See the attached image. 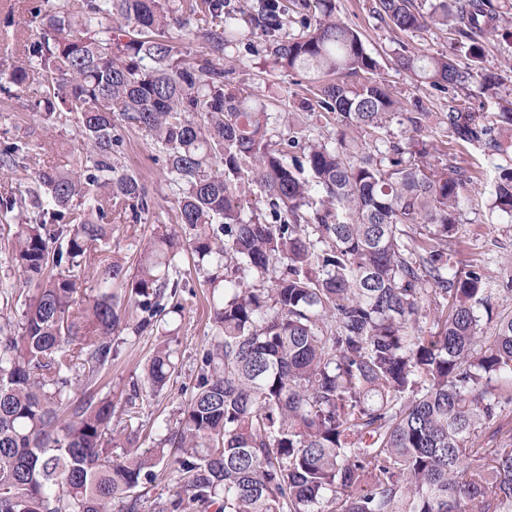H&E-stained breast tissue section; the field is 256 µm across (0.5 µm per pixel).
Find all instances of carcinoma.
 <instances>
[{
    "label": "carcinoma",
    "instance_id": "obj_1",
    "mask_svg": "<svg viewBox=\"0 0 512 512\" xmlns=\"http://www.w3.org/2000/svg\"><path fill=\"white\" fill-rule=\"evenodd\" d=\"M299 34H281L291 8ZM60 0L30 9L33 34L0 76V97L66 122L77 115L85 157L29 177L28 146L0 151L25 192L0 196L16 222L7 263L20 287L0 295V512H512V431L472 448L478 428L512 405V313L483 335L480 267L459 268L456 238L472 190L461 169L425 162L427 113L405 118L372 77L378 63L332 0ZM512 0H375L402 31L453 21L470 63L403 53L397 63L446 92L477 80L482 40L500 35ZM206 52L191 56L190 18ZM246 43L285 71L310 77L326 118L377 136L393 119L406 137L375 154L303 131L271 134L273 117L224 83L212 55ZM358 75L350 84L342 77ZM40 79L30 103L21 91ZM483 115L448 101L439 126L492 154L512 142V99ZM145 131L177 187V225L158 224L136 273L106 272L121 293L84 299L92 252L112 239V216L148 209L139 179L118 163L121 123ZM256 191L267 216L245 217ZM493 207L512 215V163L498 166ZM189 248L212 291V341L186 406L153 448L137 444L143 387L175 372L156 347L114 436L115 407L92 391L121 329L148 335L180 307L176 256ZM431 319L435 332L420 334ZM177 490L151 496L162 473Z\"/></svg>",
    "mask_w": 512,
    "mask_h": 512
}]
</instances>
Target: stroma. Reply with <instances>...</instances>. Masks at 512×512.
Wrapping results in <instances>:
<instances>
[{
	"label": "stroma",
	"mask_w": 512,
	"mask_h": 512,
	"mask_svg": "<svg viewBox=\"0 0 512 512\" xmlns=\"http://www.w3.org/2000/svg\"><path fill=\"white\" fill-rule=\"evenodd\" d=\"M43 0H0V73L9 72L16 60L19 40L31 30L30 9ZM336 14L355 29L365 48L378 62L377 78L389 89L397 111L420 104L432 116L448 109V94L420 85L413 76L396 63L404 51L445 55L466 63L468 42L459 36L453 25H431L415 32H403L373 11L374 0H334ZM215 66L223 68L225 82L242 97L266 105L277 122L275 132L288 128V114L295 111L308 89L304 75L278 70L265 62L263 56L247 52L244 47H231L223 55L213 57ZM481 67L501 75L500 96L512 98V46L502 39L490 38L484 44ZM124 146L120 161L125 169L143 184L149 210L138 223L118 221L110 243L102 253L101 263L93 265L79 283L81 293L95 295L103 287L104 264L116 262L125 270H135L137 260L155 225L174 224L177 194L163 172L162 155L151 138L132 126H125ZM425 140L436 147L428 157L437 167H456L474 178L472 192L459 226V243L452 259L457 266L475 264L484 273V286L491 296V312L481 313V324L492 330L502 313L512 310V292L504 286L512 281V218L491 211L496 168L504 164L501 156L489 155L482 149L454 140L437 124L424 132ZM28 142L30 169L65 168L81 152L80 133L75 122L52 124L40 121L33 113L0 103V148L6 144ZM180 266L190 273L189 284L182 294L183 310L171 315L154 332L138 336L124 329L115 334L117 350L111 365L97 384L100 393L110 394L116 407H123L134 381L144 377V366L154 347L170 345L179 358V368L161 392L148 395L143 407L144 423L138 435L141 447L155 445L161 436L159 422L174 418L190 397L197 366L211 338L210 309L212 297L204 286L202 275L190 272L188 259Z\"/></svg>",
	"instance_id": "35a3bbf8"
}]
</instances>
